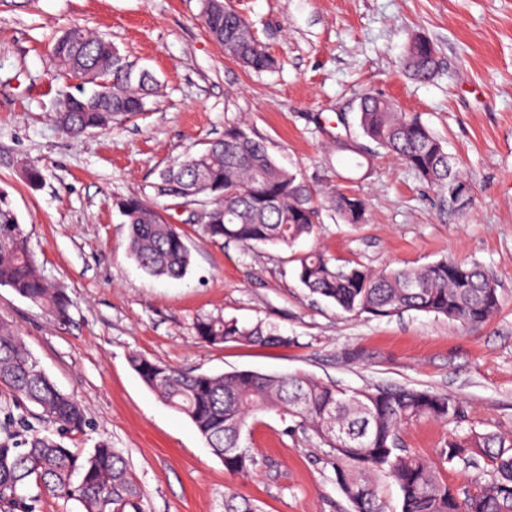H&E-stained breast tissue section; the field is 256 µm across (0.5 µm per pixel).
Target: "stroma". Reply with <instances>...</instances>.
Here are the masks:
<instances>
[{
	"label": "stroma",
	"instance_id": "35a3bbf8",
	"mask_svg": "<svg viewBox=\"0 0 512 512\" xmlns=\"http://www.w3.org/2000/svg\"><path fill=\"white\" fill-rule=\"evenodd\" d=\"M231 2L280 69L256 72L227 58L203 26L199 0H0V187L40 270L70 302L59 322L0 287V318L83 405L90 424L66 445L118 449L144 492L141 512H224L228 491L262 512H347L315 437L264 414L245 437L255 468L230 473L195 426L144 385L128 361L135 352L196 373L297 371L350 389L449 393L460 417L406 424L403 446L449 485L489 482L491 466L467 469L439 453L473 430L512 437V0ZM74 25L105 34L155 75L147 112L77 138L59 128L57 100L74 81L57 74L50 42ZM418 37L437 48L428 82L405 68ZM366 92L420 117L443 141L468 185L462 197L448 202L363 137L357 112ZM229 125L263 141L323 201L315 234L295 248L211 240L194 220L202 204L156 198L160 172ZM340 137L358 152L336 153ZM31 166L42 173L35 188L24 176ZM338 188L365 198L366 223H342L326 206ZM129 196L156 200L181 226L192 261L184 278L152 277L131 258L116 206ZM310 250L375 271L477 262L493 273L500 307L478 325L416 311L347 314L299 281L295 258ZM218 316L274 325L291 342H201L196 321Z\"/></svg>",
	"mask_w": 512,
	"mask_h": 512
}]
</instances>
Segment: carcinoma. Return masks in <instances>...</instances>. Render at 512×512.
<instances>
[{"label": "carcinoma", "mask_w": 512, "mask_h": 512, "mask_svg": "<svg viewBox=\"0 0 512 512\" xmlns=\"http://www.w3.org/2000/svg\"><path fill=\"white\" fill-rule=\"evenodd\" d=\"M201 19L224 54L255 71L275 68L277 61L255 37L250 25L226 0L215 7L200 0ZM435 45L417 38L409 46L406 68L421 81L437 68ZM58 72L83 80L79 94H61L57 123L77 138L112 127L148 111L157 79L105 35L72 26L53 40ZM364 137L413 170L439 192L461 183V173L443 142L417 116L398 111L392 102L365 93L358 105ZM157 194L176 204L204 196L202 218L215 241L292 247L309 237L319 223L320 206L298 173L285 169L263 142L238 126L160 173ZM331 207L345 224H363L365 199L338 190ZM117 208L129 227V251L137 264L156 277L181 278L191 265L184 232L166 222L155 205L138 196L122 198ZM299 278L308 290L345 313L391 317L414 310L462 324L489 320L499 309L495 280L480 266L448 259L416 267L373 272L342 266L321 252L297 257ZM0 286L43 308L57 320L68 319L64 291L41 273L7 190L0 188ZM198 338L211 345L226 343L288 346L292 339L270 324L243 325L236 319L196 321ZM129 362L156 396L194 424L208 448L232 473L255 466L243 434L251 419L275 412L329 448L336 484L350 512H390L377 477L398 488L401 512H512V439L474 432L450 439L441 458L476 467L480 456L493 478L475 489L454 487L440 479L424 458L405 450L401 427L420 417L452 421L458 400L430 389L386 386L346 389L294 372L266 374L240 370L193 374L133 355ZM0 385L41 410L48 428L23 437L10 431L7 415L0 439V504L23 499L30 485L53 496L76 500L83 512H125L138 508L142 490L126 458L106 442L83 455L63 443L67 434L87 426L83 406L62 392L32 355L23 336L0 319ZM224 512H260L249 499L224 495Z\"/></svg>", "instance_id": "obj_1"}]
</instances>
